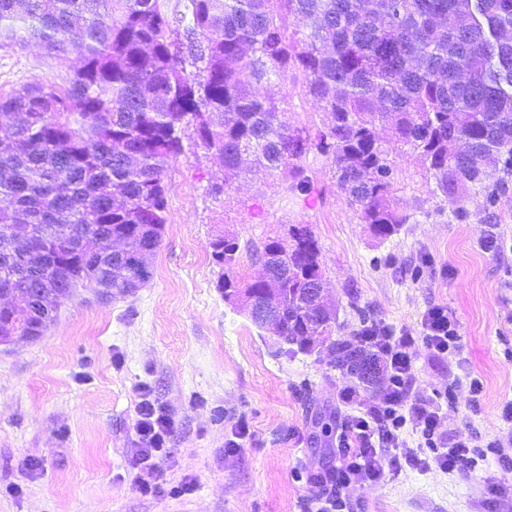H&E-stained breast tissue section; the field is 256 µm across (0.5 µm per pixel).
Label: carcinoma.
<instances>
[{
	"label": "carcinoma",
	"instance_id": "cac0c4a2",
	"mask_svg": "<svg viewBox=\"0 0 512 512\" xmlns=\"http://www.w3.org/2000/svg\"><path fill=\"white\" fill-rule=\"evenodd\" d=\"M0 0V48L37 39L81 66L69 84L22 86L0 95V339L41 336L62 301L91 283L126 294L152 277L150 258L167 223L170 160L182 132L224 160L226 193L244 167L286 173L285 191L314 192L311 155L335 169L337 186L374 237L410 216L393 196L386 141L417 154L444 197L480 187L492 205L512 179V0ZM305 76L329 115L312 135L285 120L279 87ZM502 174L483 184L488 170ZM267 280L232 275L239 252L218 236L211 256L226 296L242 291L269 310L281 343L309 351L329 340L332 367L378 389L380 356L331 339L335 317L310 306L324 280L318 240L292 225ZM123 244L112 251V240ZM275 305L269 306V297Z\"/></svg>",
	"mask_w": 512,
	"mask_h": 512
}]
</instances>
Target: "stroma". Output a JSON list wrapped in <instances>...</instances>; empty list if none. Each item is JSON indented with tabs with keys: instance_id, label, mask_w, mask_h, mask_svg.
I'll use <instances>...</instances> for the list:
<instances>
[{
	"instance_id": "1",
	"label": "stroma",
	"mask_w": 512,
	"mask_h": 512,
	"mask_svg": "<svg viewBox=\"0 0 512 512\" xmlns=\"http://www.w3.org/2000/svg\"><path fill=\"white\" fill-rule=\"evenodd\" d=\"M80 66L29 41L0 49V94L25 85L67 84ZM290 126L324 128L326 115L288 81ZM169 164L167 224L153 276L134 293L106 297L74 288L43 336L0 345V512H312L341 461L334 416L349 380L330 368L327 347L291 355L216 288L221 273L209 243H239L233 268L247 281L260 269L256 246L309 225L335 304L334 335L352 337L363 316L418 331L431 305L447 306L461 336L458 354L409 350L424 394L454 387L445 423L463 439L506 435L512 403V183L495 204L476 190L462 200L437 194L414 154L393 149L394 194L410 214L389 239L360 223L337 187L331 163L309 157L314 197L283 191L284 172L242 171L226 194L221 162L192 129ZM504 246L482 251L486 225ZM479 379L480 396L469 383ZM150 400L174 426L154 492L135 485L138 404ZM248 433L237 438L236 425ZM238 447H230V440ZM350 512H512V469L494 456L475 471L446 474L402 462L373 487L346 492Z\"/></svg>"
}]
</instances>
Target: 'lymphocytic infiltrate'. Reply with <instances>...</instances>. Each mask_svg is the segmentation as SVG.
Segmentation results:
<instances>
[{"label":"lymphocytic infiltrate","mask_w":512,"mask_h":512,"mask_svg":"<svg viewBox=\"0 0 512 512\" xmlns=\"http://www.w3.org/2000/svg\"><path fill=\"white\" fill-rule=\"evenodd\" d=\"M357 335L380 353L388 377L380 390L378 403L366 407L360 394L346 389L344 399L353 412L336 439L342 460L341 477L337 486L322 490L316 502L317 512H345L342 488L353 484L373 485L380 482L387 467L395 464V449H403L406 459L413 460L420 449H429L428 463L445 473L476 469L487 454L497 456L499 463L512 467V448L501 440L480 442L460 439L443 431L440 395L420 396L415 392V374L409 349L416 336H423L428 348L437 355L457 353L460 334L457 321L447 307L435 305L427 309L420 321L419 332H395L378 324L362 326ZM137 433L140 448L136 449L133 465L137 470L136 484L141 492L152 490L161 473L160 462L166 456L165 440L173 426L165 414L157 413L150 401H141L138 408ZM418 436L416 446H409L407 432Z\"/></svg>","instance_id":"f902f5d3"}]
</instances>
